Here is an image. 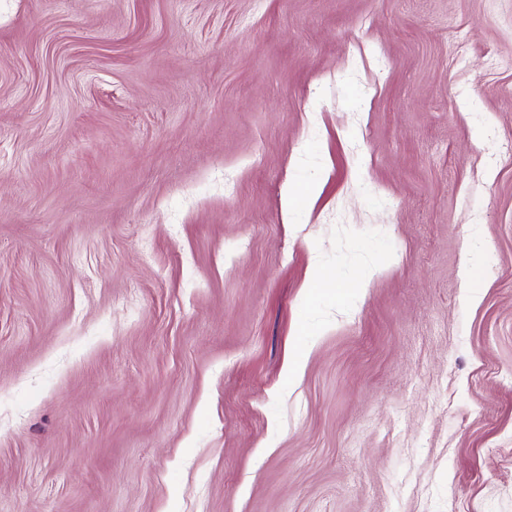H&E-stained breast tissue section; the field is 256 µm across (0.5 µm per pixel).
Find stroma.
I'll return each mask as SVG.
<instances>
[{"label":"stroma","instance_id":"1","mask_svg":"<svg viewBox=\"0 0 512 512\" xmlns=\"http://www.w3.org/2000/svg\"><path fill=\"white\" fill-rule=\"evenodd\" d=\"M0 512H512V0H0Z\"/></svg>","mask_w":512,"mask_h":512}]
</instances>
